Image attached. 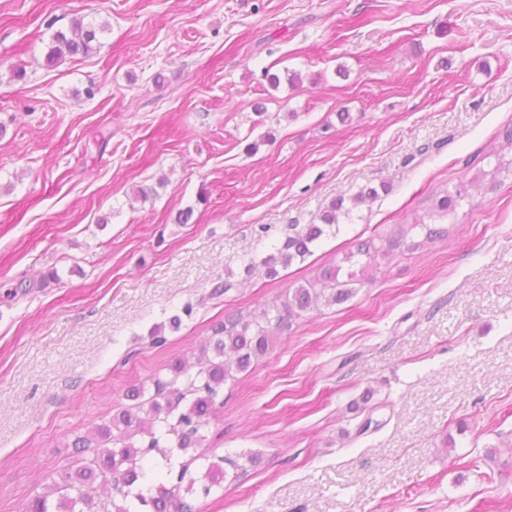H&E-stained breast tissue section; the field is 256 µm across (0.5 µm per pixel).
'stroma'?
Returning <instances> with one entry per match:
<instances>
[{
	"instance_id": "stroma-1",
	"label": "stroma",
	"mask_w": 512,
	"mask_h": 512,
	"mask_svg": "<svg viewBox=\"0 0 512 512\" xmlns=\"http://www.w3.org/2000/svg\"><path fill=\"white\" fill-rule=\"evenodd\" d=\"M76 19L99 49L46 66ZM509 124L512 0H0V512L226 312L469 181ZM365 187L305 261L260 268ZM469 193L447 239L225 385L205 453L259 459L199 512H512V178Z\"/></svg>"
}]
</instances>
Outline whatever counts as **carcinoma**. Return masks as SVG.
<instances>
[{
  "label": "carcinoma",
  "mask_w": 512,
  "mask_h": 512,
  "mask_svg": "<svg viewBox=\"0 0 512 512\" xmlns=\"http://www.w3.org/2000/svg\"><path fill=\"white\" fill-rule=\"evenodd\" d=\"M97 49V29L76 19L68 31L51 34L45 62L54 67L68 58H86ZM499 138L501 145L488 155L487 166L473 176V182L490 192L512 177V126L500 131ZM376 195L371 188L347 199L338 197L322 213L321 223L293 225L284 244L260 261L266 275L275 276L278 268L305 260L317 241L339 232V218L350 216ZM467 198L465 183L443 188L412 222L387 225L385 232L343 251L306 283L258 310L226 314L212 327L208 343L151 379L153 393L146 394L142 385L130 387L127 404L117 407L108 421L75 436L70 445L78 452L92 450L93 465L59 473L31 499L27 512H140L145 501L153 512H185L193 508L186 494L197 482H202L206 495L236 482L256 463L255 454L244 452L234 461L197 453L207 440L205 429L220 421L221 388L269 354L297 318L319 306L351 299L371 279L374 261L387 260L397 250L415 252L448 236L445 221ZM228 465L233 471L226 469Z\"/></svg>",
  "instance_id": "carcinoma-1"
}]
</instances>
